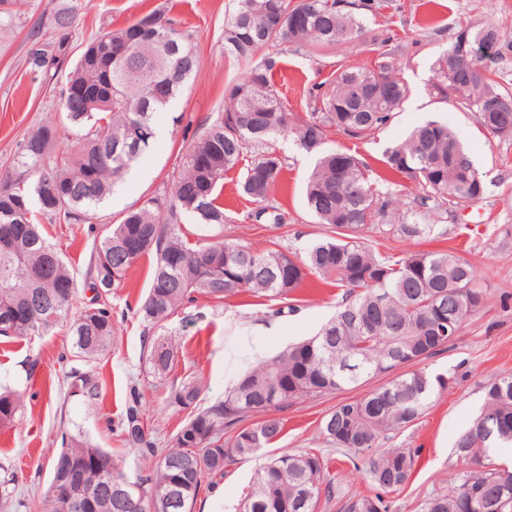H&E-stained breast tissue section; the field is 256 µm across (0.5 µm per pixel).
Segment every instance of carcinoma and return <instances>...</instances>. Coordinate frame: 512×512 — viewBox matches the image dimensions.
I'll return each instance as SVG.
<instances>
[{"instance_id": "carcinoma-1", "label": "carcinoma", "mask_w": 512, "mask_h": 512, "mask_svg": "<svg viewBox=\"0 0 512 512\" xmlns=\"http://www.w3.org/2000/svg\"><path fill=\"white\" fill-rule=\"evenodd\" d=\"M377 8L375 0H350L346 7L338 0H235L224 17V54L247 64L261 52L265 59L225 86L222 110L205 119L167 173L163 193L124 210L94 242L85 281L97 294L77 309V274L48 242L46 225L91 223L95 209L155 140V114L168 109L201 68L190 39L160 12L86 43L60 93L61 117L74 139L61 150L56 121L42 123L23 140L16 158L20 173L0 179V235L13 233L10 246L0 247V336H44L62 326L79 357L95 362L114 335L107 296L146 256L153 265L138 313L147 334L162 329L198 295L220 302L238 294L280 300L311 274L344 293L316 335L244 372L224 399L197 410V383L185 379L172 385L170 403L192 412L170 448L157 447L139 430L140 392L132 384L120 423L123 440L154 459L136 480L127 478L121 459L82 431L62 434L39 512H71L75 502L94 503V512H193L204 478L280 439L284 423L276 412L288 403L356 386L402 366L405 371L384 385L337 404L319 427L327 448L356 454L375 449L363 462L375 495L347 490L311 448L271 458L255 471L242 502V512H321L333 505L339 512H389L383 496L409 481L418 455L411 448L379 449L378 442L414 425L431 399L453 383L450 374L420 368V355L447 347L441 331L461 330L486 306L488 295L474 266L453 252H410L393 260L374 251L364 230L387 217L399 199L375 186L356 155L326 149L332 129L364 140L408 99L410 87L391 37L373 40L377 56L370 66L339 65L305 117L291 116L268 76L272 55L288 44L361 40L366 16ZM78 9L79 0H59L51 17L57 40L31 50L32 68L46 71L59 62ZM470 36L493 37L492 56L501 57L496 22L470 28ZM448 54L434 62L431 92L474 114L490 136L511 139L512 91L484 60L455 69L448 66ZM287 133L300 149L317 155L305 208L331 234L301 253L257 252L219 235L188 242L183 226L189 219L204 228L230 223L218 204V188L250 148L257 155L242 171L238 191L259 208L247 218L287 223L273 205L285 165L277 142ZM383 164L412 184L419 207L439 199L464 206L484 194L482 175L456 130L437 120L388 147ZM435 229L403 221L379 227L400 238H427ZM177 354L175 343L163 336L144 346L145 361L160 379L173 371ZM100 391L93 370L70 375V396L91 403ZM21 403L20 394L0 390V428L14 426ZM257 413L264 417L241 425ZM500 448H512V375L484 386L480 413L454 443L448 487L427 495L421 512H471L476 496L485 499L487 512H512V470L494 463Z\"/></svg>"}]
</instances>
